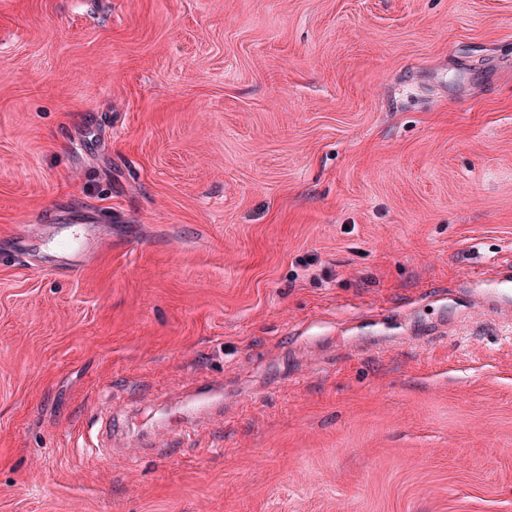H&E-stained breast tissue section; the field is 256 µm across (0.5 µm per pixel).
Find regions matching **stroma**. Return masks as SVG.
<instances>
[{
    "mask_svg": "<svg viewBox=\"0 0 512 512\" xmlns=\"http://www.w3.org/2000/svg\"><path fill=\"white\" fill-rule=\"evenodd\" d=\"M0 512H512V0H0Z\"/></svg>",
    "mask_w": 512,
    "mask_h": 512,
    "instance_id": "stroma-1",
    "label": "stroma"
}]
</instances>
